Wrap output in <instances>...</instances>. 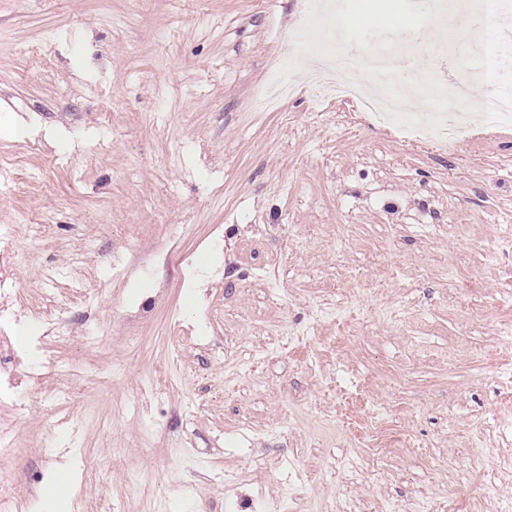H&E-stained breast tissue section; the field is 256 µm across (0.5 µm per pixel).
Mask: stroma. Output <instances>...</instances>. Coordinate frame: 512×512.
I'll list each match as a JSON object with an SVG mask.
<instances>
[{"instance_id": "obj_1", "label": "stroma", "mask_w": 512, "mask_h": 512, "mask_svg": "<svg viewBox=\"0 0 512 512\" xmlns=\"http://www.w3.org/2000/svg\"><path fill=\"white\" fill-rule=\"evenodd\" d=\"M300 0H0V225L18 318L65 313L0 408L43 512H512V126L448 149L256 92ZM433 0H342L355 46ZM427 31L423 78L444 41ZM68 486V474L65 470H58L42 495V503L46 510H55L59 505L63 492Z\"/></svg>"}]
</instances>
